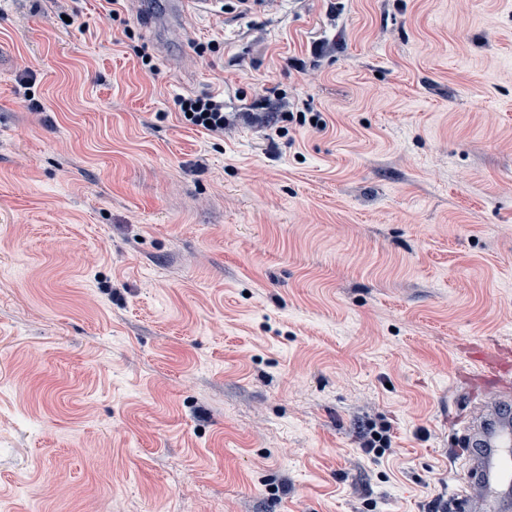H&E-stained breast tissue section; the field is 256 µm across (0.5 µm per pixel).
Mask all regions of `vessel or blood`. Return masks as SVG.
<instances>
[{
    "label": "vessel or blood",
    "mask_w": 512,
    "mask_h": 512,
    "mask_svg": "<svg viewBox=\"0 0 512 512\" xmlns=\"http://www.w3.org/2000/svg\"><path fill=\"white\" fill-rule=\"evenodd\" d=\"M484 375L494 376L512 370V356L483 352L477 357ZM503 395L488 403L485 413L477 416L461 434L462 444L474 447L467 456V489L448 497V512H501L512 497V414Z\"/></svg>",
    "instance_id": "vessel-or-blood-1"
}]
</instances>
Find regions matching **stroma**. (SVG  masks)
<instances>
[{
    "mask_svg": "<svg viewBox=\"0 0 512 512\" xmlns=\"http://www.w3.org/2000/svg\"><path fill=\"white\" fill-rule=\"evenodd\" d=\"M172 2L0 0V512H448L512 350V0ZM176 105L186 124L202 128L210 136H224V126L229 120L226 115L224 117L223 95L213 93L187 97L179 95L176 97ZM187 111L192 113L191 117L187 116ZM207 121H210L211 125H208ZM477 361L481 365L483 375L496 376L510 369L509 354L500 352H481L477 357Z\"/></svg>",
    "mask_w": 512,
    "mask_h": 512,
    "instance_id": "35a3bbf8",
    "label": "stroma"
}]
</instances>
